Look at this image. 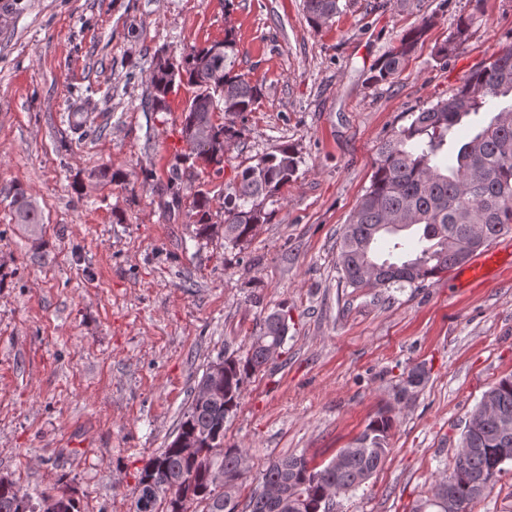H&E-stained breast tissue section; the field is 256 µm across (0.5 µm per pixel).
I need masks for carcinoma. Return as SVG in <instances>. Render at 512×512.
Listing matches in <instances>:
<instances>
[{
  "instance_id": "1",
  "label": "carcinoma",
  "mask_w": 512,
  "mask_h": 512,
  "mask_svg": "<svg viewBox=\"0 0 512 512\" xmlns=\"http://www.w3.org/2000/svg\"><path fill=\"white\" fill-rule=\"evenodd\" d=\"M312 26L335 15L339 0H304ZM477 19L471 14L458 19L455 28L438 49L446 59L467 42ZM432 17L402 33L396 43L371 69L370 81L393 79L423 42ZM235 40L192 48L175 62L174 70H152V107L167 108L166 97L177 83L195 88L184 109L181 135L188 152L183 162L202 161L215 174L224 171V153L209 151L191 142L192 132L203 129L220 145L242 137L237 120L254 110L259 90L234 72ZM512 47L491 56L474 69L446 99L410 114L409 123L395 131L378 148L370 185L359 198L339 246L342 279L351 288L420 287L468 261L493 240L512 230ZM495 111L487 125L461 143L450 142L453 128L481 111ZM224 113V123L213 120ZM294 149L280 145L243 168L224 195V242L236 247L253 236L256 227L269 219L264 202L275 196L296 174ZM12 209L34 242H39L44 217L22 189L16 191ZM196 236L210 237L208 192L193 194ZM288 337V311L269 313L259 334L252 337L244 354L224 355V374L216 378L205 372L183 412L178 434L140 472L138 486L150 481L159 488L145 508L135 501V512H159L160 499L181 497L184 512H238L236 490L247 470V452L224 447V423L240 406L245 381L266 365L259 341L284 349ZM426 378L417 366L408 372L397 392L417 387ZM493 409L479 404L471 415L474 427L466 429L462 442L467 451L456 455L448 476L434 485L432 494L420 500L411 512H448V494L457 501L456 512H469L474 483L512 462V375L501 378L488 391ZM391 416L380 412L337 459L319 468L303 456L271 461L261 473V489L255 491L245 512H326L325 490H346L364 484L385 462L390 452ZM224 472V485L216 483ZM0 512H80L77 501L66 493H44L34 498L16 482L0 484Z\"/></svg>"
}]
</instances>
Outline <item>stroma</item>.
I'll return each mask as SVG.
<instances>
[{
    "instance_id": "35a3bbf8",
    "label": "stroma",
    "mask_w": 512,
    "mask_h": 512,
    "mask_svg": "<svg viewBox=\"0 0 512 512\" xmlns=\"http://www.w3.org/2000/svg\"><path fill=\"white\" fill-rule=\"evenodd\" d=\"M472 9L339 0L315 28L303 0H21L0 27V475L34 495L66 491L81 512H130L208 366L244 352L284 304V352L245 382L224 424L225 444L248 455L238 501L276 457L328 463L385 406L389 456L330 512H410L428 497L484 393L512 374V267L475 287L443 275L355 289L337 262L380 144L512 46V0H484L468 41L438 57ZM428 16L404 70L371 83L393 39ZM229 31L235 70L261 96L217 175L178 163L192 87L156 112L149 75L158 57ZM286 144L301 163L266 200L269 221L234 248L196 237L194 191L223 224L237 172ZM175 169L184 190L168 207L159 188ZM18 188L43 213L41 250L14 222ZM419 365L424 383L396 399Z\"/></svg>"
}]
</instances>
